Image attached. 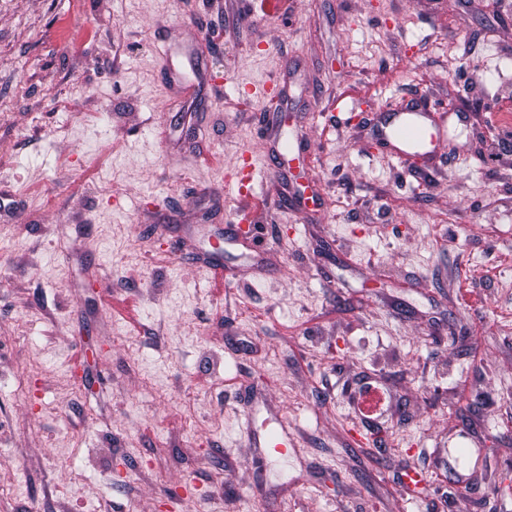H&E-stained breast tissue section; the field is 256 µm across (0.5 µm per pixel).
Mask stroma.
I'll return each mask as SVG.
<instances>
[{"label": "stroma", "instance_id": "35a3bbf8", "mask_svg": "<svg viewBox=\"0 0 512 512\" xmlns=\"http://www.w3.org/2000/svg\"><path fill=\"white\" fill-rule=\"evenodd\" d=\"M409 100L433 161L375 143ZM245 215L266 266L215 289ZM511 414L512 0H0V512H512ZM358 395V398L353 397L354 403L356 400L357 410L363 413L362 408H365L368 413L364 414L363 421L373 423L385 402V393L368 384L359 389Z\"/></svg>", "mask_w": 512, "mask_h": 512}]
</instances>
